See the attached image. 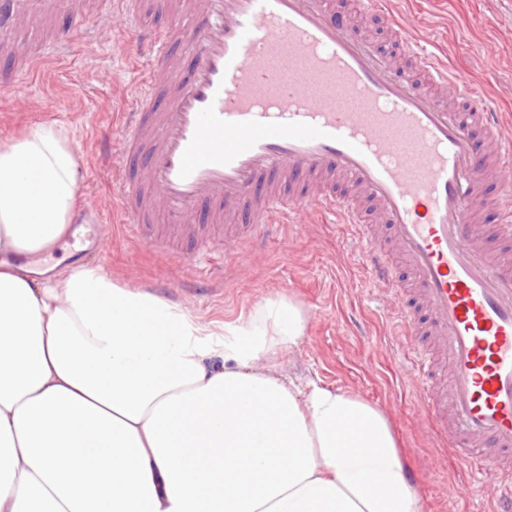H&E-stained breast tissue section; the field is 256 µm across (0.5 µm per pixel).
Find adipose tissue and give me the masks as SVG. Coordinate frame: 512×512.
<instances>
[{
  "label": "adipose tissue",
  "instance_id": "adipose-tissue-1",
  "mask_svg": "<svg viewBox=\"0 0 512 512\" xmlns=\"http://www.w3.org/2000/svg\"><path fill=\"white\" fill-rule=\"evenodd\" d=\"M78 189L54 125L0 146V512H423L385 412L283 372L293 299L219 338L100 268L25 263Z\"/></svg>",
  "mask_w": 512,
  "mask_h": 512
}]
</instances>
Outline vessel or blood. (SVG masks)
Returning a JSON list of instances; mask_svg holds the SVG:
<instances>
[{
    "mask_svg": "<svg viewBox=\"0 0 512 512\" xmlns=\"http://www.w3.org/2000/svg\"><path fill=\"white\" fill-rule=\"evenodd\" d=\"M137 3L113 9L149 58L118 150L126 231L150 240L163 219L196 240V265L208 237L237 252L291 213L354 226L398 302L424 420L494 487L486 512H512V136L495 103L396 23L397 66L331 0H197L173 27ZM64 8L76 0H0L36 42L11 93L67 46L38 30Z\"/></svg>",
    "mask_w": 512,
    "mask_h": 512,
    "instance_id": "obj_1",
    "label": "vessel or blood"
}]
</instances>
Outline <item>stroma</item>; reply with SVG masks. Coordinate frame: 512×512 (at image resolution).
<instances>
[{"label":"stroma","instance_id":"stroma-1","mask_svg":"<svg viewBox=\"0 0 512 512\" xmlns=\"http://www.w3.org/2000/svg\"><path fill=\"white\" fill-rule=\"evenodd\" d=\"M389 8L416 39L430 40L443 64L467 75L512 116V0H389ZM86 16L80 25L68 13H53L50 24L71 40L66 54L41 64L26 97L0 89V144L51 123L67 132L76 150L75 230L98 237L82 263L175 302L210 327L248 316L266 298H292L308 322L304 342L284 358L286 371L358 393L388 413L416 474L423 512H481L467 473L419 418L418 394L402 370L409 341L393 328L398 307L358 262L350 225L312 211L279 224L245 254L216 247L207 285L187 266L180 240L162 236L149 244L124 234L114 199L120 172L99 144L120 139L118 115L128 109L127 89L141 77L144 56L101 0H92ZM116 73L126 85L113 83Z\"/></svg>","mask_w":512,"mask_h":512}]
</instances>
